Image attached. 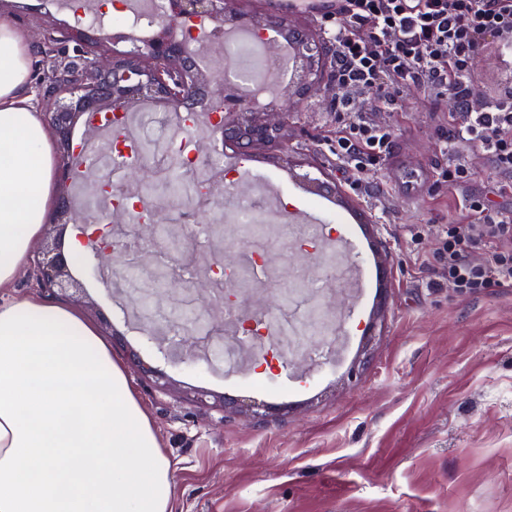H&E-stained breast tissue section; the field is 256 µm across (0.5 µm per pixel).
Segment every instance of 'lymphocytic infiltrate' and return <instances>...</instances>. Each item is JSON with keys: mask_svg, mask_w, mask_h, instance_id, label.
Masks as SVG:
<instances>
[{"mask_svg": "<svg viewBox=\"0 0 512 512\" xmlns=\"http://www.w3.org/2000/svg\"><path fill=\"white\" fill-rule=\"evenodd\" d=\"M310 10L335 48L331 109L338 117L337 156L366 171L389 154L393 131L361 109L421 89L458 104L456 144L485 160L497 183L512 185V89L481 90L474 81L481 50L512 46V0H317ZM498 245L486 256L483 239ZM448 286L461 295L512 287V216L485 195H470L443 241Z\"/></svg>", "mask_w": 512, "mask_h": 512, "instance_id": "obj_1", "label": "lymphocytic infiltrate"}]
</instances>
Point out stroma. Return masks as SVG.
<instances>
[{
	"mask_svg": "<svg viewBox=\"0 0 512 512\" xmlns=\"http://www.w3.org/2000/svg\"><path fill=\"white\" fill-rule=\"evenodd\" d=\"M9 21L37 49L35 99L57 67L83 70L72 16L55 0H13ZM364 109L394 132L391 154L366 173L337 158L323 89L289 112L287 152L250 154L271 191L318 216L323 199L308 182L327 183L339 218L315 256L291 248L307 225L269 224L260 237L268 275L244 306L269 308L276 292L303 282L336 319L333 345L303 336V356L264 372L246 353L225 367L178 329L147 341L131 299L171 247L168 214L125 257L73 254L85 289L76 308L148 411L172 462L174 512H512V288L457 294L433 233L458 217L467 194L487 193L492 176L481 171L464 190L438 184L467 156L448 143L451 96L414 92L396 109ZM255 176L216 199L234 209L252 197ZM380 243L387 282L357 292L355 276L373 269ZM136 355L157 375L139 374Z\"/></svg>",
	"mask_w": 512,
	"mask_h": 512,
	"instance_id": "obj_1",
	"label": "stroma"
}]
</instances>
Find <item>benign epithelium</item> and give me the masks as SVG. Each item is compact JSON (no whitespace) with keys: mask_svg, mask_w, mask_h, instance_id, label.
I'll return each instance as SVG.
<instances>
[{"mask_svg":"<svg viewBox=\"0 0 512 512\" xmlns=\"http://www.w3.org/2000/svg\"><path fill=\"white\" fill-rule=\"evenodd\" d=\"M211 21L248 26L260 39L268 31L288 34L291 41L308 52V77L303 84L282 89V106L277 109H259L247 102L242 107H224V115L217 121L214 132L225 145L248 153L259 147L272 146L288 152V105L302 100L307 90L316 85L329 84V71L324 66L332 53L330 42L318 36L309 26L290 25L288 19L270 20L257 13L240 15L229 8V0H161L159 11L151 24L160 28V35L150 40H133L126 49L117 47L121 37L114 36L99 21L86 23L75 20L69 38L78 46L90 49L92 61L81 74H62L56 77L44 93L52 124L58 139V181L56 211L62 216L77 213L71 202L69 171L78 152L73 141V130L79 121L95 111L107 114L119 110L129 99H149L179 105L186 100L214 91L221 102L231 98L228 83L214 73H205L196 62L203 50L188 51L186 44L176 37L179 29L189 21ZM69 94V99L62 95ZM183 260L169 258L166 270L152 271L151 278L169 280L175 293L171 295L170 310L160 311L154 289L140 290V303L149 317H158L167 325L187 331L202 343L199 333L206 332L212 341L222 330L204 326L211 321L213 310L199 299L200 290L180 274ZM73 258L62 250V242L35 261V276L45 288L82 291L74 275Z\"/></svg>","mask_w":512,"mask_h":512,"instance_id":"obj_1","label":"benign epithelium"}]
</instances>
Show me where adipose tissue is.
I'll list each match as a JSON object with an SVG mask.
<instances>
[{"label":"adipose tissue","mask_w":512,"mask_h":512,"mask_svg":"<svg viewBox=\"0 0 512 512\" xmlns=\"http://www.w3.org/2000/svg\"><path fill=\"white\" fill-rule=\"evenodd\" d=\"M36 58L0 22V512H172L173 479L123 368L79 311L8 291L56 200Z\"/></svg>","instance_id":"ef3b65f1"}]
</instances>
